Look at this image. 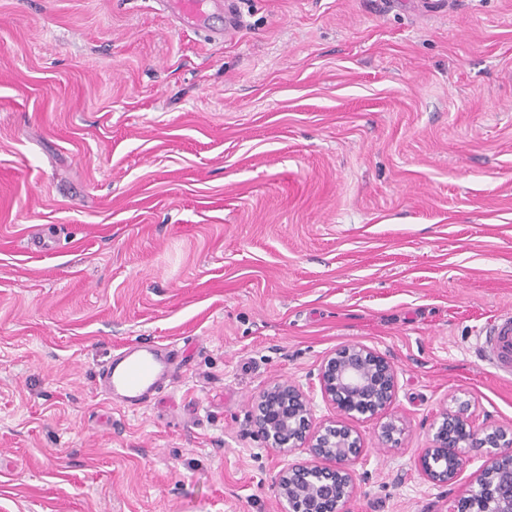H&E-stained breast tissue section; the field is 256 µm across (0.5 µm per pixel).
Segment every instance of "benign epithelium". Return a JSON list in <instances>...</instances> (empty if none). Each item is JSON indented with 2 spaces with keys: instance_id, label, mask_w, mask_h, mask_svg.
<instances>
[{
  "instance_id": "7a95c632",
  "label": "benign epithelium",
  "mask_w": 512,
  "mask_h": 512,
  "mask_svg": "<svg viewBox=\"0 0 512 512\" xmlns=\"http://www.w3.org/2000/svg\"><path fill=\"white\" fill-rule=\"evenodd\" d=\"M318 383L324 402L338 417L315 422L310 396L300 385L271 380L253 405L252 424L267 448L278 453L305 448L309 458L277 474L282 512H346L356 490L351 464L363 438L353 420H383L379 438L398 443L399 419L388 416L398 389L397 371L383 354L360 343L337 348L320 364ZM428 446L416 469L437 485L454 483L470 449L485 452L486 465L455 501L453 512H512V428L475 425L465 406L439 411Z\"/></svg>"
}]
</instances>
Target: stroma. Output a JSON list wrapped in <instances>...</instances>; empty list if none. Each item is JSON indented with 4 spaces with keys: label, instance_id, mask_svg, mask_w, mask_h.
I'll list each match as a JSON object with an SVG mask.
<instances>
[{
    "label": "stroma",
    "instance_id": "1",
    "mask_svg": "<svg viewBox=\"0 0 512 512\" xmlns=\"http://www.w3.org/2000/svg\"><path fill=\"white\" fill-rule=\"evenodd\" d=\"M0 0V512H281L251 401L347 343L404 433L347 512H450L415 468L441 409L512 427L476 332L512 315V0ZM184 352L141 408L98 373ZM205 0H176V9L182 25L197 28L204 14Z\"/></svg>",
    "mask_w": 512,
    "mask_h": 512
}]
</instances>
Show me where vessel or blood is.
<instances>
[{"label": "vessel or blood", "instance_id": "1", "mask_svg": "<svg viewBox=\"0 0 512 512\" xmlns=\"http://www.w3.org/2000/svg\"><path fill=\"white\" fill-rule=\"evenodd\" d=\"M180 22L198 27L206 0H175ZM479 348L485 364L500 377L512 376V319L504 318L480 332ZM175 353L165 355L148 346L132 347L111 359L100 379L106 393L121 399L128 407H137L174 376Z\"/></svg>", "mask_w": 512, "mask_h": 512}]
</instances>
